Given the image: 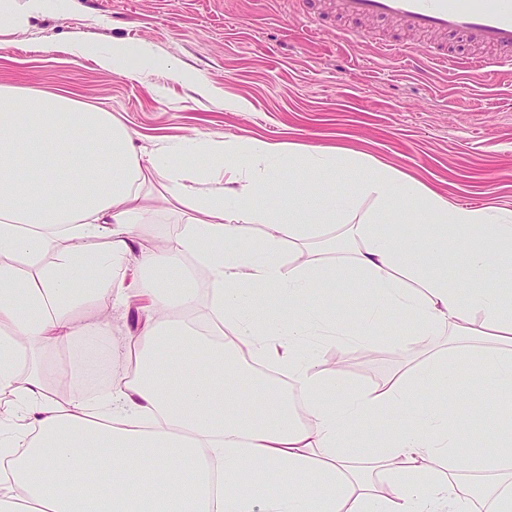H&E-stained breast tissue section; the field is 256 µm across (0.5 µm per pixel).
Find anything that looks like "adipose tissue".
<instances>
[{
  "instance_id": "adipose-tissue-1",
  "label": "adipose tissue",
  "mask_w": 512,
  "mask_h": 512,
  "mask_svg": "<svg viewBox=\"0 0 512 512\" xmlns=\"http://www.w3.org/2000/svg\"><path fill=\"white\" fill-rule=\"evenodd\" d=\"M70 4L0 0V48ZM69 51L123 75L130 57L156 60L147 40L76 39ZM299 171L317 189H286L284 174ZM153 173L165 181L159 197L145 189ZM173 202L192 216L164 246H143L142 226ZM396 222L417 230L392 237L385 227ZM483 224L501 248L457 246ZM329 225L346 245L340 281L335 261L310 249ZM188 258L208 275L201 317ZM353 295L357 319L334 316ZM135 298L109 408L84 392L60 396L45 351L80 350L78 376L111 339L101 307ZM391 310L408 326L395 342L404 353L440 329L486 345L468 373L438 351L412 378L334 400L339 377L305 338L368 344ZM256 362L285 371L287 384L258 376ZM471 375L493 424L480 456L467 424L448 419ZM231 380L251 386L257 411L228 397ZM414 390L425 400L411 407ZM464 465L499 473L480 491L489 512H512L511 208L454 203L340 147L208 137L148 150L110 112L0 84V512H473L454 475Z\"/></svg>"
}]
</instances>
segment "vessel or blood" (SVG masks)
Masks as SVG:
<instances>
[{"mask_svg": "<svg viewBox=\"0 0 512 512\" xmlns=\"http://www.w3.org/2000/svg\"><path fill=\"white\" fill-rule=\"evenodd\" d=\"M327 14L350 20L336 33L348 43L361 35L355 21L382 19L414 34L454 40L452 50L431 54V64L441 69L512 72V0H329Z\"/></svg>", "mask_w": 512, "mask_h": 512, "instance_id": "vessel-or-blood-1", "label": "vessel or blood"}]
</instances>
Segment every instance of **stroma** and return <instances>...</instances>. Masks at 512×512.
<instances>
[{
	"label": "stroma",
	"instance_id": "1",
	"mask_svg": "<svg viewBox=\"0 0 512 512\" xmlns=\"http://www.w3.org/2000/svg\"><path fill=\"white\" fill-rule=\"evenodd\" d=\"M363 42L333 33L311 36L288 0H73L59 18L37 21L0 50V84L76 92L89 106L112 112L139 145L197 137L260 138L295 145H341L388 163L449 199L512 205V78L474 84L459 95L453 72L414 68L425 47L396 25L360 24ZM80 35L101 45L152 41L165 65L138 77L99 69L69 55ZM406 49L379 57L382 39ZM57 51H39L43 39ZM178 77H170L168 67ZM244 108L229 112L225 99ZM401 314L368 349L318 341L325 364L343 356L336 399L382 379L415 371L451 338L439 331L413 357L392 346Z\"/></svg>",
	"mask_w": 512,
	"mask_h": 512
}]
</instances>
